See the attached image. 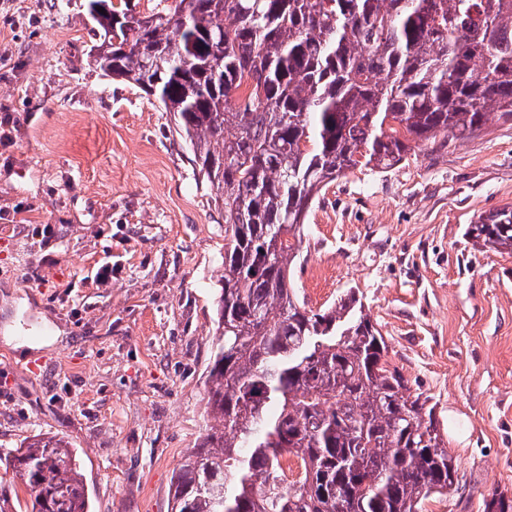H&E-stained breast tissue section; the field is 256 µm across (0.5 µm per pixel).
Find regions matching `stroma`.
Here are the masks:
<instances>
[{
    "label": "stroma",
    "instance_id": "35a3bbf8",
    "mask_svg": "<svg viewBox=\"0 0 512 512\" xmlns=\"http://www.w3.org/2000/svg\"><path fill=\"white\" fill-rule=\"evenodd\" d=\"M83 0H0V446L74 448L90 512H168L204 423L224 214L169 112L96 69ZM512 205V120L444 133L325 187L292 280L312 310L356 291L459 462L425 507L512 496V251L469 224Z\"/></svg>",
    "mask_w": 512,
    "mask_h": 512
}]
</instances>
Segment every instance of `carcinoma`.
Segmentation results:
<instances>
[{
  "mask_svg": "<svg viewBox=\"0 0 512 512\" xmlns=\"http://www.w3.org/2000/svg\"><path fill=\"white\" fill-rule=\"evenodd\" d=\"M84 7L96 69L173 113L224 211L210 422L173 472L170 512H422L458 481L434 406L353 291L315 313L292 271L328 184L512 118V0H146L137 19L128 0ZM465 235L512 250V206ZM285 453L302 473L283 490ZM4 456L32 512H89L68 443ZM483 512H512V497L493 491Z\"/></svg>",
  "mask_w": 512,
  "mask_h": 512,
  "instance_id": "obj_1",
  "label": "carcinoma"
}]
</instances>
